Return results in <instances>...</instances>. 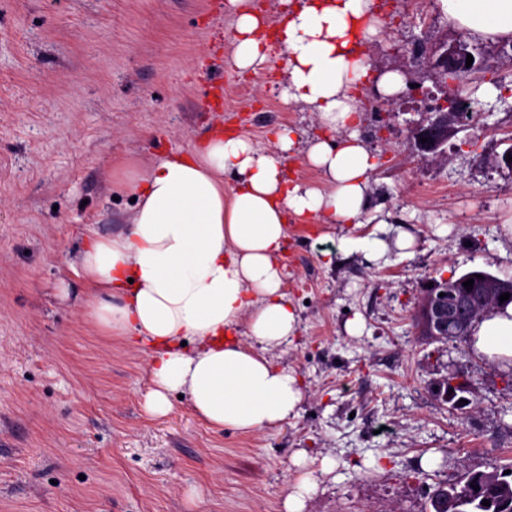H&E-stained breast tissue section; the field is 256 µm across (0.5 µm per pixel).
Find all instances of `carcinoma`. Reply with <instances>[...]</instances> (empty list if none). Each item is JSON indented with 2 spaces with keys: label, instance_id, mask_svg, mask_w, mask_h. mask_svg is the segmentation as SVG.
<instances>
[{
  "label": "carcinoma",
  "instance_id": "1",
  "mask_svg": "<svg viewBox=\"0 0 512 512\" xmlns=\"http://www.w3.org/2000/svg\"><path fill=\"white\" fill-rule=\"evenodd\" d=\"M429 512H512V463L489 473L466 470L457 482L438 486L429 495Z\"/></svg>",
  "mask_w": 512,
  "mask_h": 512
}]
</instances>
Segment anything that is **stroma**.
Here are the masks:
<instances>
[{
	"mask_svg": "<svg viewBox=\"0 0 512 512\" xmlns=\"http://www.w3.org/2000/svg\"><path fill=\"white\" fill-rule=\"evenodd\" d=\"M219 2L0 0V512H283L297 451L319 474L304 512H425L428 491L462 468L512 463V373L469 338L438 342L415 322L431 280L512 277V168L501 161L512 54L439 8L423 25L390 0L386 34L366 47L374 68L421 84L390 103L393 117L360 122L379 156L369 208L413 247L329 265L323 254L348 226H288L284 288L300 331L280 361L302 381L297 417L242 435L213 430L178 398L151 416L141 350L82 317L71 263L88 225L117 231L130 217L124 160L147 168L219 123L263 148L272 129H318L316 113L284 102L279 61L269 76L234 67V18ZM417 38L469 41L483 75L507 88L501 100L477 90L478 122L437 154L411 145V125L442 99L396 52ZM453 376L462 397L443 399Z\"/></svg>",
	"mask_w": 512,
	"mask_h": 512,
	"instance_id": "1",
	"label": "stroma"
}]
</instances>
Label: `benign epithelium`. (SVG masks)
I'll return each instance as SVG.
<instances>
[{"instance_id": "benign-epithelium-1", "label": "benign epithelium", "mask_w": 512, "mask_h": 512, "mask_svg": "<svg viewBox=\"0 0 512 512\" xmlns=\"http://www.w3.org/2000/svg\"><path fill=\"white\" fill-rule=\"evenodd\" d=\"M469 45L463 40H457L450 45H442V52L436 60L430 61L426 70L432 78L440 72H452L462 81L467 82L481 70V64L472 63L466 66ZM444 113L436 117L426 126L414 129V146L421 153H435L446 140L448 130L460 124L456 107L446 103ZM427 142H420V138ZM505 293L512 294V278L491 276L479 282V291L474 293L460 287L457 282H448V291L444 296L434 288L426 290V296L418 307V316L422 317L423 329L435 339L448 340L464 336V330L473 317L470 308L478 304L490 305L499 300Z\"/></svg>"}]
</instances>
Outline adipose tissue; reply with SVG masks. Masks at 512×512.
Listing matches in <instances>:
<instances>
[{
	"mask_svg": "<svg viewBox=\"0 0 512 512\" xmlns=\"http://www.w3.org/2000/svg\"><path fill=\"white\" fill-rule=\"evenodd\" d=\"M278 37L288 71V102L318 112L326 135L302 140L291 127L273 131L272 148L214 128L188 154L161 159L129 184L136 206L124 231L90 229L73 262L87 285L82 315L105 336L143 345L152 388L148 409H171L180 394L212 428L255 434L297 417L303 391L277 353L299 330L283 289L278 256L289 219L328 218L361 226L378 166L358 129V90L371 65L358 44L380 38L374 0H283ZM448 23L478 37L512 36V0H440ZM235 17L232 60L259 73L269 61L262 18L248 0H226ZM326 182L286 178L297 147ZM232 186H225V174ZM385 223L341 238L337 258L361 252L385 258L413 239ZM472 347L512 365V303L472 326Z\"/></svg>",
	"mask_w": 512,
	"mask_h": 512,
	"instance_id": "1",
	"label": "adipose tissue"
}]
</instances>
